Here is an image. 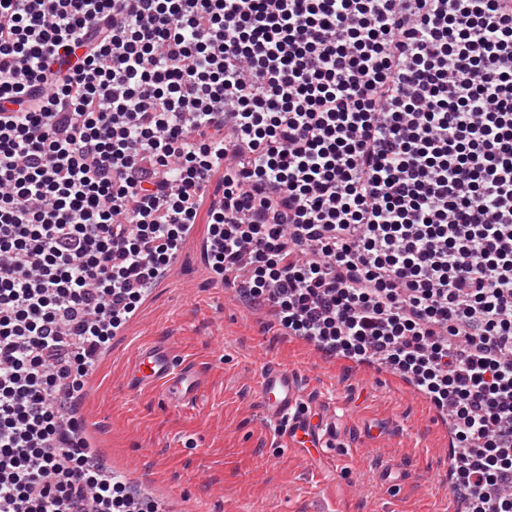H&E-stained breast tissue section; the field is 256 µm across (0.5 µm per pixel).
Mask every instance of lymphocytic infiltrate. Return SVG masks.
I'll return each instance as SVG.
<instances>
[{"label": "lymphocytic infiltrate", "instance_id": "1", "mask_svg": "<svg viewBox=\"0 0 512 512\" xmlns=\"http://www.w3.org/2000/svg\"><path fill=\"white\" fill-rule=\"evenodd\" d=\"M205 202L211 272L512 512V0H0V512H156L64 425Z\"/></svg>", "mask_w": 512, "mask_h": 512}]
</instances>
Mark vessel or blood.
<instances>
[{
	"label": "vessel or blood",
	"mask_w": 512,
	"mask_h": 512,
	"mask_svg": "<svg viewBox=\"0 0 512 512\" xmlns=\"http://www.w3.org/2000/svg\"><path fill=\"white\" fill-rule=\"evenodd\" d=\"M126 377L128 388L159 391L171 408L192 402L202 387L196 368L178 363L173 349L165 343L137 347ZM254 391L263 417L277 426L278 439L284 448L333 467L340 466V458L330 453L333 444L330 419L321 409H301L303 390L287 367L279 363L263 365Z\"/></svg>",
	"instance_id": "vessel-or-blood-1"
}]
</instances>
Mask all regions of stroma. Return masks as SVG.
<instances>
[{"instance_id":"obj_1","label":"stroma","mask_w":512,"mask_h":512,"mask_svg":"<svg viewBox=\"0 0 512 512\" xmlns=\"http://www.w3.org/2000/svg\"><path fill=\"white\" fill-rule=\"evenodd\" d=\"M182 244L175 276L142 298L127 338H112L90 369L79 410L112 470L138 471L156 496L205 512H444L458 490L448 477V433L423 394L401 389L375 363L325 357L289 336L268 309L214 287L199 241ZM165 342L204 376L202 392L173 409L158 391H130L135 346ZM291 369L308 404L333 414L342 472L314 473L281 448L250 391L263 361ZM397 466L398 484L378 476Z\"/></svg>"}]
</instances>
